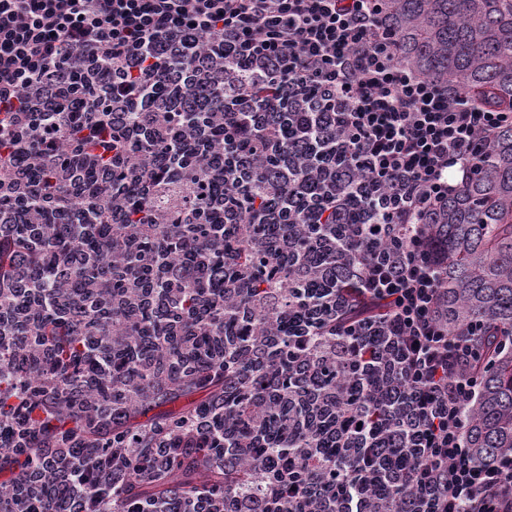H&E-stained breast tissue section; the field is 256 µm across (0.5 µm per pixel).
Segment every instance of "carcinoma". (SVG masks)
<instances>
[{
  "label": "carcinoma",
  "instance_id": "carcinoma-1",
  "mask_svg": "<svg viewBox=\"0 0 512 512\" xmlns=\"http://www.w3.org/2000/svg\"><path fill=\"white\" fill-rule=\"evenodd\" d=\"M384 25L398 42V62L452 86L469 104L512 112V0H384ZM482 172L465 181L438 217L441 243L448 262L441 272L448 291V324L485 325L486 364L476 368L483 378L479 396L465 408V438L480 463L512 449V126L494 132L482 162ZM56 256H38L35 270L48 281ZM288 267L273 264L259 270L253 294L267 299L288 287ZM251 328L226 315L218 332L244 340ZM45 334L57 340L63 361L84 359L80 337L69 327L50 320ZM17 362L12 350L0 345V409L14 404L18 385L11 370ZM224 389V372L214 367L200 382L173 388L160 399H141L128 416L112 423L78 427L86 440L105 443L125 430L145 432L164 426L181 427L205 411L209 396ZM307 436L271 431L267 453L303 448ZM211 444L183 441L174 466L147 471L117 492L116 508L142 497L164 498L174 488L197 489L201 458ZM209 487L249 486L244 472L223 470L207 474Z\"/></svg>",
  "mask_w": 512,
  "mask_h": 512
}]
</instances>
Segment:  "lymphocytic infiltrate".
I'll return each instance as SVG.
<instances>
[{"label": "lymphocytic infiltrate", "mask_w": 512, "mask_h": 512, "mask_svg": "<svg viewBox=\"0 0 512 512\" xmlns=\"http://www.w3.org/2000/svg\"><path fill=\"white\" fill-rule=\"evenodd\" d=\"M192 111L201 119L183 123ZM77 118L104 129L97 151L79 149ZM509 125L512 112L474 107L400 65L382 0H0V242L27 247L0 277L19 299L0 307V342L20 354L38 404L101 423L142 394L198 381L196 340L224 313L252 323L226 384L245 393L256 425H228L204 465L247 471L255 491L144 498L126 512H512V450L480 464L465 444L483 327L449 329L447 257L427 222ZM38 170L50 184L35 183ZM264 178L259 204L251 190ZM164 182L183 188L180 202H160ZM103 208L115 236L87 249L85 217ZM219 213L255 255L322 281L314 300L289 289L301 317L289 336L276 315L256 320L254 265L223 234L199 232ZM330 215L335 234L313 235ZM49 250L51 292L32 271ZM315 250L383 318L350 314L348 293L309 262ZM139 264L167 289L137 283ZM225 266L233 275L199 289L197 316L184 314L183 276ZM116 270L129 287H113ZM150 315L151 355L114 365ZM50 318L82 337L86 371L59 363L43 332ZM97 370L108 374L102 392ZM28 410L22 401L0 413V461L14 464L0 512H111L114 492L175 455L162 432L94 447L50 422L33 428ZM273 413L311 439L283 464L259 453ZM325 439L344 471L322 466ZM386 487L403 494L387 499Z\"/></svg>", "instance_id": "lymphocytic-infiltrate-1"}]
</instances>
